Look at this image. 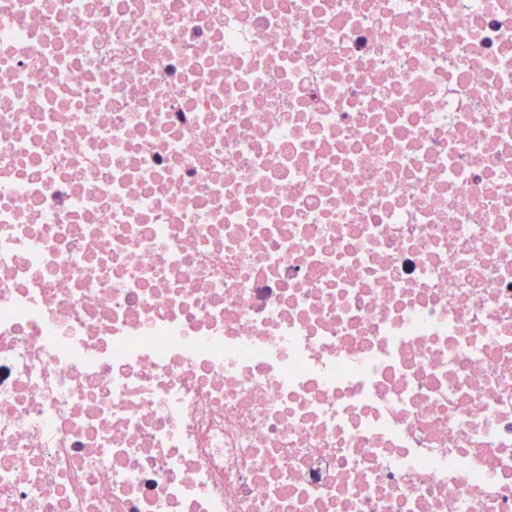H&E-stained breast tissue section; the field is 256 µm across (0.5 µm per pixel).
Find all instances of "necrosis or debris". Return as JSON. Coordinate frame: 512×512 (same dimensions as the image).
<instances>
[{
	"label": "necrosis or debris",
	"instance_id": "obj_1",
	"mask_svg": "<svg viewBox=\"0 0 512 512\" xmlns=\"http://www.w3.org/2000/svg\"><path fill=\"white\" fill-rule=\"evenodd\" d=\"M0 512H512V0H0Z\"/></svg>",
	"mask_w": 512,
	"mask_h": 512
}]
</instances>
